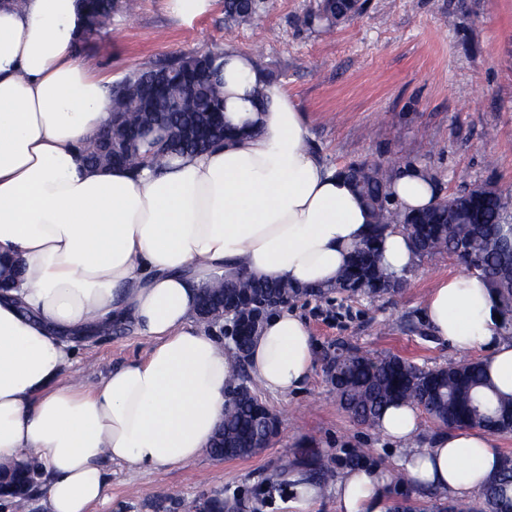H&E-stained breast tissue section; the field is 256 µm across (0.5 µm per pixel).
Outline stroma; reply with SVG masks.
<instances>
[{
    "label": "stroma",
    "instance_id": "obj_1",
    "mask_svg": "<svg viewBox=\"0 0 512 512\" xmlns=\"http://www.w3.org/2000/svg\"><path fill=\"white\" fill-rule=\"evenodd\" d=\"M312 3L271 0L252 26L240 28L225 22L224 0L189 23L169 15L162 0H138L132 14L86 36L77 50L116 81L213 46L260 55L305 113L309 141L327 165L411 162L436 175L441 193L491 181L512 199V0H367L360 15L330 33L308 25ZM462 272L437 254L417 260L394 294L297 300L293 308L311 330L316 361L299 391L261 392L279 420L269 446L244 459L205 454L149 474L109 464L111 501L100 512H175L177 503L217 493L241 498V512H290L297 488L262 502L255 494L284 465L317 456L329 474L319 482L314 512H337V481L360 467L386 476L388 501H410L419 512L450 502L446 493L433 496L400 481L399 444L341 408L327 363L345 350L394 354L426 369L482 359L483 351L464 353L433 336L423 318L431 289ZM148 347L129 329L83 341L64 376L94 381Z\"/></svg>",
    "mask_w": 512,
    "mask_h": 512
}]
</instances>
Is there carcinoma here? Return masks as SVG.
Segmentation results:
<instances>
[{"instance_id":"obj_1","label":"carcinoma","mask_w":512,"mask_h":512,"mask_svg":"<svg viewBox=\"0 0 512 512\" xmlns=\"http://www.w3.org/2000/svg\"><path fill=\"white\" fill-rule=\"evenodd\" d=\"M137 0H81L86 33L93 35L112 25L118 16L132 13ZM266 8V0H224V18L237 26L251 25ZM356 0H316L309 17L330 32L358 14ZM224 50L190 51L166 62L135 70L112 84V127L83 146L92 166L119 164L140 168L162 165L168 157L200 153L245 133L251 126L231 127L224 122ZM373 214L372 233L354 249L336 284L300 290L284 281L264 279L221 280L217 277L200 288L203 312L211 324L214 313L226 309L237 317L236 342L228 355L237 359L248 351L253 319H265L259 303L277 299L324 297L336 290L348 298H374L391 293L403 284L381 262V235L399 227L422 258L446 253L480 278L490 289L501 313L502 335H512V204L492 182L475 184L453 195L464 217L448 215V198L407 213L393 206L389 188L394 170L381 163L353 161L339 168ZM341 406L357 422L372 426L390 405L410 402L446 428L484 429L498 421L512 424V397L500 396L481 361L461 360L448 366L423 369L396 355L372 359L355 353L336 355L332 377ZM257 395L237 397L224 409V440L208 448L222 460L243 459L259 452L253 442L274 435L276 418ZM496 472L497 494L512 497V466ZM42 464L35 457L0 466V512H16L35 497Z\"/></svg>"}]
</instances>
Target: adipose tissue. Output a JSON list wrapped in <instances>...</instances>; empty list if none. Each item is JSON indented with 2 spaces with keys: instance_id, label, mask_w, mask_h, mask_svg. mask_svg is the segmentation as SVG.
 Returning <instances> with one entry per match:
<instances>
[{
  "instance_id": "ef3b65f1",
  "label": "adipose tissue",
  "mask_w": 512,
  "mask_h": 512,
  "mask_svg": "<svg viewBox=\"0 0 512 512\" xmlns=\"http://www.w3.org/2000/svg\"><path fill=\"white\" fill-rule=\"evenodd\" d=\"M78 0H0V256L26 268L0 294V463H44L47 512H93L109 500L107 464L150 473L189 463L224 417L238 362L196 322L199 287L214 274L333 283L370 212L335 168L309 148L306 118L276 83L266 86L258 135L161 170L91 169L79 149L112 121V80L77 55ZM228 117L247 119L242 97L260 81L248 54L224 51ZM401 210L439 191L419 167L392 184ZM489 288L471 275L438 282L425 304L434 333L457 350L487 351L496 391L512 396V338L502 336ZM131 323L146 355L87 383L61 374L69 333ZM310 330L283 307L248 355L264 390L298 391L314 368ZM379 431L400 443L401 468L418 484L470 497L501 461L496 438L446 429L418 448L419 414L389 407ZM381 472L350 471L336 485L337 512H387Z\"/></svg>"
}]
</instances>
